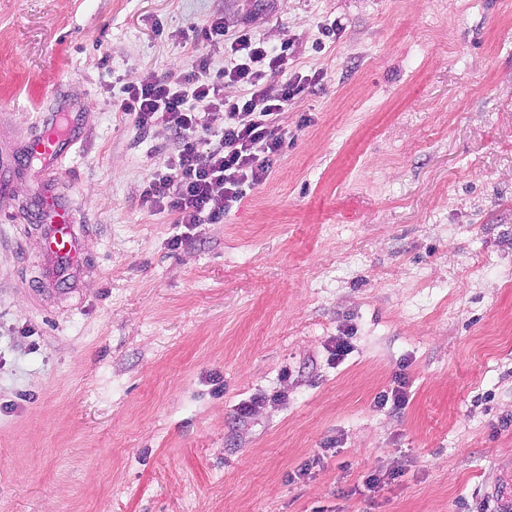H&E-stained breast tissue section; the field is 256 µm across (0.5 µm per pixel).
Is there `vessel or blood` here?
Returning a JSON list of instances; mask_svg holds the SVG:
<instances>
[{
    "label": "vessel or blood",
    "mask_w": 512,
    "mask_h": 512,
    "mask_svg": "<svg viewBox=\"0 0 512 512\" xmlns=\"http://www.w3.org/2000/svg\"><path fill=\"white\" fill-rule=\"evenodd\" d=\"M41 131L21 144L31 165L37 188L28 211L43 238L42 258L51 279L78 283L85 258L82 249L84 228L75 220L73 204L61 192L58 180L73 147L83 139L85 128L81 114L60 106L39 116ZM484 495L493 504V512H512V462L498 468Z\"/></svg>",
    "instance_id": "obj_1"
}]
</instances>
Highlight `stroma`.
<instances>
[{
	"instance_id": "stroma-1",
	"label": "stroma",
	"mask_w": 512,
	"mask_h": 512,
	"mask_svg": "<svg viewBox=\"0 0 512 512\" xmlns=\"http://www.w3.org/2000/svg\"><path fill=\"white\" fill-rule=\"evenodd\" d=\"M219 10L321 79L268 180L188 231L142 200L174 136L112 101L190 69L180 35ZM59 103L87 126L61 189L89 268L46 284L16 181L0 512H487L512 458V0H0V141Z\"/></svg>"
}]
</instances>
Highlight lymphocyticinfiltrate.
Listing matches in <instances>:
<instances>
[{"mask_svg":"<svg viewBox=\"0 0 512 512\" xmlns=\"http://www.w3.org/2000/svg\"><path fill=\"white\" fill-rule=\"evenodd\" d=\"M201 34L223 49L222 70L211 71L209 57L201 55L178 76L132 79L112 105L140 130L160 124L174 134L176 153L153 173L144 200L189 228L222 223L247 191L267 181L288 145V106L311 86L308 78L286 77L287 48L268 47L252 31L230 27L223 13H214ZM228 85L237 94L225 95Z\"/></svg>","mask_w":512,"mask_h":512,"instance_id":"lymphocytic-infiltrate-1","label":"lymphocytic infiltrate"}]
</instances>
